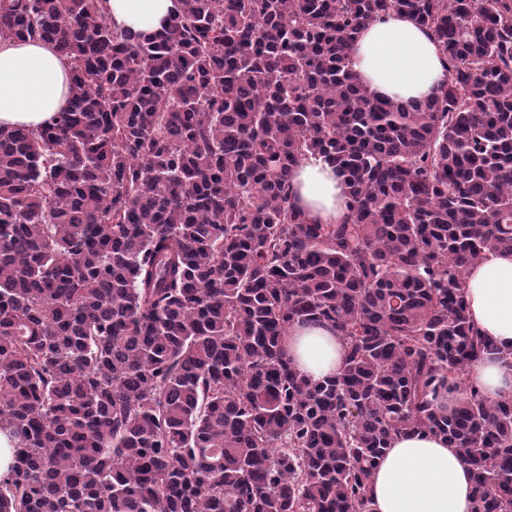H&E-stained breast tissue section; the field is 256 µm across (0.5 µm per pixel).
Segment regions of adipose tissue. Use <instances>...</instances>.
I'll return each instance as SVG.
<instances>
[{
  "label": "adipose tissue",
  "mask_w": 512,
  "mask_h": 512,
  "mask_svg": "<svg viewBox=\"0 0 512 512\" xmlns=\"http://www.w3.org/2000/svg\"><path fill=\"white\" fill-rule=\"evenodd\" d=\"M177 0H105L114 29L152 33ZM352 70L370 92L396 101L433 95L445 79L436 43L410 17L389 13L367 24L350 54ZM68 61L45 42L0 39V127L38 130L66 108ZM294 205L309 222L340 223L346 188L318 155L302 159L294 176ZM469 317L498 351L472 363L469 385L493 399L512 397V252L486 253L466 274ZM284 351L300 373L326 380L338 372L345 349L326 325L294 324ZM372 512H472L474 482L457 448L424 432L393 439L371 484Z\"/></svg>",
  "instance_id": "ef3b65f1"
}]
</instances>
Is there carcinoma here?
<instances>
[{
    "label": "carcinoma",
    "instance_id": "obj_1",
    "mask_svg": "<svg viewBox=\"0 0 512 512\" xmlns=\"http://www.w3.org/2000/svg\"><path fill=\"white\" fill-rule=\"evenodd\" d=\"M178 4L146 35L0 0V36L70 63L64 111L0 128V512H371L415 432L459 450L473 512H512V398L462 388L498 352L466 272L512 251V0ZM391 12L438 44L430 98L352 72ZM308 154L340 224L292 204ZM299 322L341 338L333 378L284 357ZM293 204L309 222L339 224L347 213L346 188L338 173L318 155L302 159L294 176Z\"/></svg>",
    "mask_w": 512,
    "mask_h": 512
}]
</instances>
